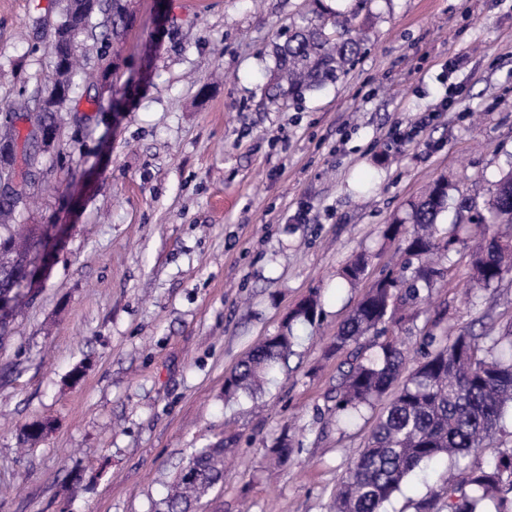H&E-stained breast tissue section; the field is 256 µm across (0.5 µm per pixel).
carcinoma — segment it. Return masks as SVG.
Returning a JSON list of instances; mask_svg holds the SVG:
<instances>
[{
	"mask_svg": "<svg viewBox=\"0 0 512 512\" xmlns=\"http://www.w3.org/2000/svg\"><path fill=\"white\" fill-rule=\"evenodd\" d=\"M323 0H308V16L288 30L278 47L276 72L271 82L272 99L300 101L306 93L337 81L359 55L360 16L368 0H355L347 12H330ZM94 13L82 0H71L58 20L53 45L55 78L49 87L64 86L68 95L38 99L36 121L60 135L58 112L77 90L74 81L75 42L92 26ZM16 113L0 122V145H17L29 153L31 134L16 126ZM448 205V186L437 182L412 207L411 223L417 229L405 239L410 257L400 269L377 280L341 325L331 350L347 353L336 380L333 400L336 417L351 422L364 409L390 396L364 447L354 460L346 481L336 494L333 512H385L409 477L441 459H472L457 476L423 497L416 512H482L479 504L498 500L496 512H512V452L485 465L477 455L485 442L500 430L512 409V323L488 337L489 351L468 330L444 342L433 332L423 337L426 353L413 372L398 382L405 352L396 340H380L378 327L394 319L397 303L409 305L419 298L420 286L431 287L440 268L429 262L439 247L435 226ZM477 223H512V171L495 192L476 209ZM36 224L16 228L0 224V290L12 285L25 256L38 240ZM418 265L412 266L411 259ZM366 268L363 256L342 271L348 282L360 279ZM474 281L482 288L512 272V241L493 237L472 258ZM319 300L310 296L286 316L282 329L259 342L227 378L224 395L237 398L255 394L279 375L294 355L296 327L312 326L319 315ZM374 355L365 356L367 348ZM233 440L215 441L190 453L163 501V512L197 509L209 491L224 484V455ZM294 451L291 436L269 449L272 457L286 462Z\"/></svg>",
	"mask_w": 512,
	"mask_h": 512,
	"instance_id": "obj_1",
	"label": "carcinoma"
}]
</instances>
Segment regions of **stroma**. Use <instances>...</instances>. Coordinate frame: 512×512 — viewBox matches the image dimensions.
I'll return each mask as SVG.
<instances>
[{
  "instance_id": "1",
  "label": "stroma",
  "mask_w": 512,
  "mask_h": 512,
  "mask_svg": "<svg viewBox=\"0 0 512 512\" xmlns=\"http://www.w3.org/2000/svg\"><path fill=\"white\" fill-rule=\"evenodd\" d=\"M65 0H0V110L33 101ZM305 0H128L77 44L106 83L80 86L22 187V224H62L51 267L0 343V512H157L192 449L231 437L224 485L199 512H329L383 402L337 422L329 352L403 247L402 220L439 179L456 229L415 316L387 324L403 373L424 331L512 320V274L472 279L482 237L455 202L512 169V0H370L354 65L299 102L270 98L273 47ZM304 222H295V214ZM366 255L359 281L343 267ZM319 294L288 370L253 396L224 383L288 312ZM50 420L31 450L20 427ZM296 451L274 464L273 444Z\"/></svg>"
}]
</instances>
